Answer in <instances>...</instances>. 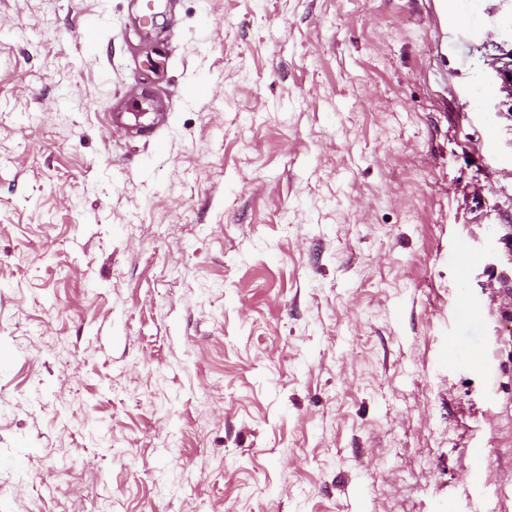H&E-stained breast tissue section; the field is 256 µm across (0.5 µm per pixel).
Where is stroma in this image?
Here are the masks:
<instances>
[{
	"label": "stroma",
	"instance_id": "obj_1",
	"mask_svg": "<svg viewBox=\"0 0 512 512\" xmlns=\"http://www.w3.org/2000/svg\"><path fill=\"white\" fill-rule=\"evenodd\" d=\"M511 1L0 0V512H512Z\"/></svg>",
	"mask_w": 512,
	"mask_h": 512
}]
</instances>
